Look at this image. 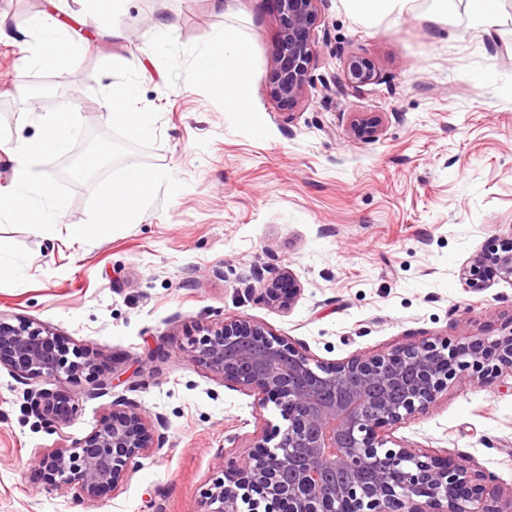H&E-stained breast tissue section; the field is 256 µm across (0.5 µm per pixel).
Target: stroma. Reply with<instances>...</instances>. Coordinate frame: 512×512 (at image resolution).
<instances>
[{"label":"stroma","mask_w":512,"mask_h":512,"mask_svg":"<svg viewBox=\"0 0 512 512\" xmlns=\"http://www.w3.org/2000/svg\"><path fill=\"white\" fill-rule=\"evenodd\" d=\"M430 4L410 0L400 18L366 22L343 0H321L312 86L285 112L268 93L277 23L267 0L230 12L214 0H122L82 25L98 50L53 68L28 61L49 0H0L20 33L0 40V184L12 148L38 137L58 94L78 102L89 133L107 134L101 93L116 78L99 73L106 62L140 71L141 102L160 113L158 143L129 159L184 184L90 243L69 236L88 218V183L74 185L53 234L0 225L16 268L0 276V320L42 324L124 378L108 391L84 377L51 382L78 405L52 433L28 412L25 384L0 367V512H208L205 490L286 422L194 361L198 327L248 318L324 362L512 331V281L476 292L460 275L512 232V0H500L487 32L472 27L469 0L439 25L424 19ZM165 20L172 31L156 37ZM228 26L253 75L250 125L225 111L205 76ZM353 55L371 60L378 82L324 91L323 78ZM358 112L381 113L376 141L349 137ZM285 272L300 285L287 309L262 298ZM137 381L142 389L130 391ZM124 398L165 418L163 449L96 496L47 488L39 456L74 447ZM390 437L493 475L502 512H512V372L486 388L450 384Z\"/></svg>","instance_id":"1"}]
</instances>
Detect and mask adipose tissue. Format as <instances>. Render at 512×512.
Returning a JSON list of instances; mask_svg holds the SVG:
<instances>
[{
	"label": "adipose tissue",
	"mask_w": 512,
	"mask_h": 512,
	"mask_svg": "<svg viewBox=\"0 0 512 512\" xmlns=\"http://www.w3.org/2000/svg\"><path fill=\"white\" fill-rule=\"evenodd\" d=\"M61 24L55 14L45 13L41 21L42 42L32 63L47 66L89 51L91 45L86 40L67 44L57 43L54 35ZM211 70L224 78V107L235 113L241 122L249 123L254 119L246 101V90L251 81V71L243 57L242 41L238 33L231 28L225 29L224 41L215 51L211 61Z\"/></svg>",
	"instance_id": "1"
}]
</instances>
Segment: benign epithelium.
I'll return each mask as SVG.
<instances>
[{
	"label": "benign epithelium",
	"instance_id": "benign-epithelium-1",
	"mask_svg": "<svg viewBox=\"0 0 512 512\" xmlns=\"http://www.w3.org/2000/svg\"><path fill=\"white\" fill-rule=\"evenodd\" d=\"M278 23L270 96L292 110L308 95L317 54L313 32L321 0H270ZM378 81L374 64L352 56L341 76L325 83L357 92ZM377 115L357 113L349 135L376 140ZM469 288L483 291L495 279H512V237L482 247L463 269ZM298 285L274 279L266 299L292 305ZM195 360L224 383L255 396L257 406L274 403L287 425L270 449L266 440L233 468L228 481L208 489L209 512H240L239 501L264 512H503L489 483L460 460L436 458L413 448L387 447V432L425 410L452 381L467 378L482 388L504 367L512 369V331L493 340L481 334L457 340L409 343L388 352L355 355L338 362L310 358L287 339L247 319L201 329ZM24 380L53 381L97 372L93 352L70 349L41 325L0 321V367ZM30 411L51 432L77 413L67 394L46 388L28 393ZM166 422L140 405L122 401L100 427L74 448H53L40 457L45 482L76 485L93 497L115 487L139 459L165 445Z\"/></svg>",
	"mask_w": 512,
	"mask_h": 512
}]
</instances>
